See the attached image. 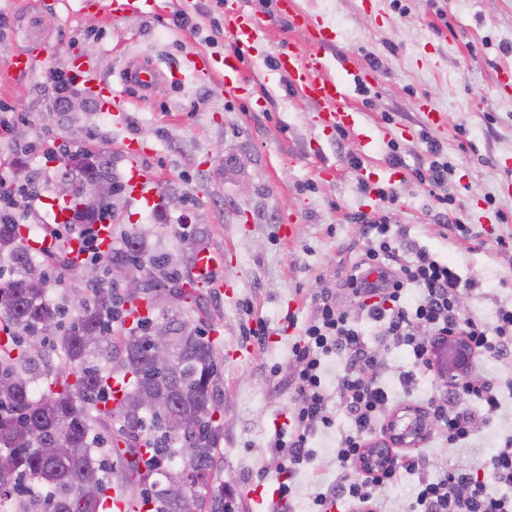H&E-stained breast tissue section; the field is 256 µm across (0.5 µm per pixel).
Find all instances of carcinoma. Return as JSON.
<instances>
[{
	"mask_svg": "<svg viewBox=\"0 0 512 512\" xmlns=\"http://www.w3.org/2000/svg\"><path fill=\"white\" fill-rule=\"evenodd\" d=\"M77 169L88 183L104 181L113 194L125 192L121 175L104 154ZM105 210L75 209L71 223L88 227L104 220ZM206 237V229H195L174 255L156 251L144 228L134 225L107 261L146 270L149 287L143 299L150 300L153 290H165L175 302L188 303L196 300L195 288L186 284ZM23 240L16 215L0 210V259L10 264V276L0 287V323L29 339L0 354V507L7 504L10 512H103L108 484L102 457L110 449L97 430L116 419L121 422L117 441L125 445L120 450L124 480L149 486L136 502L150 505L147 512H175L179 495L212 469L224 429L215 418L219 375L213 343L187 322L168 320L173 366L167 367L153 358L149 317L112 341L107 316L123 319L134 298L113 281H96L89 296L69 309L67 302L52 298L60 283L50 279ZM46 321L56 328L48 338L41 335ZM47 341L48 349L71 365L67 374L36 371ZM40 377L46 386L36 398L33 384ZM114 381L121 384L122 398L115 407L102 409L99 403ZM150 391L163 392L167 404L138 409L140 395ZM177 443L196 452L173 473L169 464L178 453ZM144 447L152 449L148 459L140 453ZM61 448L67 452H59Z\"/></svg>",
	"mask_w": 512,
	"mask_h": 512,
	"instance_id": "1",
	"label": "carcinoma"
}]
</instances>
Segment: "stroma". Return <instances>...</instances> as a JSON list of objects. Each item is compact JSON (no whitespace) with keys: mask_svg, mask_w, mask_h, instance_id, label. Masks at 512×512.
<instances>
[{"mask_svg":"<svg viewBox=\"0 0 512 512\" xmlns=\"http://www.w3.org/2000/svg\"><path fill=\"white\" fill-rule=\"evenodd\" d=\"M109 2L84 9L79 0L65 7L0 0V174L13 176L21 165L37 174L39 198L22 214L24 224L37 226L48 219L60 174L45 158L52 144L108 151L123 174L125 141H148L142 163L156 177V201L148 207L123 198L112 232L151 227L150 244L172 252L183 208L194 226L207 228V247L222 258L218 275L228 285L201 283L199 304L174 305L166 314L200 328L214 344L224 432L210 485L223 488L231 512H273L282 477L270 444L289 424L293 346L317 314L315 291L336 289L376 349L396 408L445 391L421 373L405 394L407 351L381 344L351 292L338 286L342 266L367 246L358 217L377 208V190L396 193L387 216L402 230L404 248L427 249L457 267L467 282L464 312L490 324L497 306L512 301V191L505 187L512 182V86L498 83L499 71L512 69V0H298L305 15L336 32L323 47L292 26L281 0H238L268 22L255 51L233 50L227 0H166L159 17L114 14ZM231 50L245 81L238 96L184 68ZM288 50L304 63L321 60L334 75L340 58L350 59L357 129L323 124L324 104L303 96L276 68ZM17 53L37 56L38 68L9 74ZM77 55L96 79L115 84L122 69L147 62L183 73L177 81L158 79L147 97L130 91L129 109L117 121L94 101L77 111L55 108L48 74H71ZM425 98L445 113L441 127L428 126L419 109ZM428 137L449 166L444 184L433 187L412 176L429 163ZM456 216L467 232L448 227ZM330 408L333 425L309 441L316 468L295 476L288 512H312L314 492L336 478V448L349 421L338 402ZM475 426L470 447L457 451L438 432L426 436L429 476L451 464L476 467L512 435V392L502 391L496 411L476 408Z\"/></svg>","mask_w":512,"mask_h":512,"instance_id":"stroma-1","label":"stroma"}]
</instances>
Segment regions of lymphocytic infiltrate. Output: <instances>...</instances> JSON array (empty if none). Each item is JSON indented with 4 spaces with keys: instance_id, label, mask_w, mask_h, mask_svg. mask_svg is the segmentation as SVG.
Returning <instances> with one entry per match:
<instances>
[{
    "instance_id": "lymphocytic-infiltrate-1",
    "label": "lymphocytic infiltrate",
    "mask_w": 512,
    "mask_h": 512,
    "mask_svg": "<svg viewBox=\"0 0 512 512\" xmlns=\"http://www.w3.org/2000/svg\"><path fill=\"white\" fill-rule=\"evenodd\" d=\"M367 224L377 240L352 264L341 285L352 291L359 310L378 327L385 344L409 352L411 368L401 375L404 390H411L418 372L431 371L432 356L448 334L467 337L478 366L512 354V304L499 305L491 324L464 313L458 302L462 278L456 267L422 248L404 258L386 218H371ZM373 273L378 276L374 282L369 279ZM314 299L318 313L304 326L293 348L296 370L289 385L295 426L288 437L273 441V453L280 472L312 468L308 440L319 428L330 427L329 403L339 398L351 429L336 450L335 486L315 494L313 503L318 512H329L340 503L349 512H382L380 491L397 484L404 473L425 469L427 460L420 453H408L403 462L379 475L358 468L361 450L385 428L392 397L377 375V354L369 349L335 293L323 288ZM332 352L344 357L345 368L331 393L322 382V359ZM427 406L449 447L470 443L474 435L470 409L451 411L432 399ZM492 482L512 486L511 435L489 455L482 470L452 467L437 478H421L414 506L419 512H512L511 496L489 493Z\"/></svg>"
}]
</instances>
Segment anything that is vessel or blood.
<instances>
[{"mask_svg":"<svg viewBox=\"0 0 512 512\" xmlns=\"http://www.w3.org/2000/svg\"><path fill=\"white\" fill-rule=\"evenodd\" d=\"M284 10L290 11L293 23L310 35L311 41L316 45H323L331 40V33L323 27L308 23L305 16L294 12L291 0H283ZM225 27L234 46L233 51L227 52L224 57L225 73L220 80L228 93L238 94L241 77L235 76L236 54L235 49L239 46L252 47L262 42L267 24L265 20L256 15L241 11L230 10L225 16ZM279 63L282 68L287 69L288 77L293 86L303 95L326 103L329 110L326 114L328 123L340 129H354L357 121V113L352 104L350 85L335 76L327 73L323 62L315 60L308 64H299L293 53L284 52L279 56ZM162 75L154 65H146L134 72H125L121 75V86H114L105 82L101 85L103 92L102 102L107 111L113 112L114 116H121L126 112L129 101L123 93L122 88L132 85L138 88L140 93H147L151 85ZM126 192L130 198L154 204L156 198V186L149 170L139 165H131L126 181ZM221 260L209 251L198 253L193 275L200 281H208L216 274Z\"/></svg>","mask_w":512,"mask_h":512,"instance_id":"vessel-or-blood-1","label":"vessel or blood"}]
</instances>
